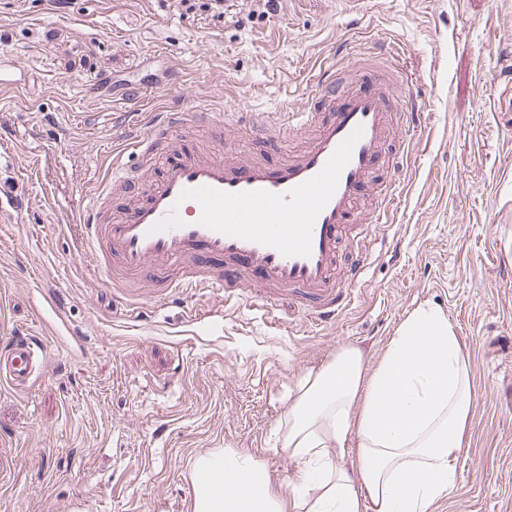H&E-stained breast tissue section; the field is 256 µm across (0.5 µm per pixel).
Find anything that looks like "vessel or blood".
Wrapping results in <instances>:
<instances>
[{
    "mask_svg": "<svg viewBox=\"0 0 512 512\" xmlns=\"http://www.w3.org/2000/svg\"><path fill=\"white\" fill-rule=\"evenodd\" d=\"M394 61L360 64L347 95L336 61L324 62L311 78L318 107L284 111L279 125L260 124L255 149L283 140L302 127L314 131L298 156L270 161L258 156L238 162L199 155L191 144L160 151L164 135L185 130L196 118L222 128L224 115L172 104L145 113L113 151L112 176L98 186L80 221L106 287L123 282L112 273L120 262L127 275L150 267L181 266V289L223 295L225 302L249 299L271 306L284 293L312 309L317 324L334 323L346 309L363 270L372 228L386 223L399 193L403 145L391 142L393 125L410 126L417 113L401 103ZM159 157L160 175L144 200L111 211L103 205L124 179L125 156ZM370 218L360 223L363 203ZM351 260L341 279L333 272L342 247ZM223 261V269L212 261ZM47 343L22 333L0 338V381L20 388L44 366Z\"/></svg>",
    "mask_w": 512,
    "mask_h": 512,
    "instance_id": "1",
    "label": "vessel or blood"
}]
</instances>
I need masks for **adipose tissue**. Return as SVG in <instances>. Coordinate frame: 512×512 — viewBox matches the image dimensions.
Returning a JSON list of instances; mask_svg holds the SVG:
<instances>
[{
	"label": "adipose tissue",
	"instance_id": "1",
	"mask_svg": "<svg viewBox=\"0 0 512 512\" xmlns=\"http://www.w3.org/2000/svg\"><path fill=\"white\" fill-rule=\"evenodd\" d=\"M475 395L447 314L416 308L377 364L345 345L302 377L284 420L300 464L290 491L249 453L209 452L194 461L193 510L430 512L457 487Z\"/></svg>",
	"mask_w": 512,
	"mask_h": 512
}]
</instances>
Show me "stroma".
Masks as SVG:
<instances>
[{
	"instance_id": "35a3bbf8",
	"label": "stroma",
	"mask_w": 512,
	"mask_h": 512,
	"mask_svg": "<svg viewBox=\"0 0 512 512\" xmlns=\"http://www.w3.org/2000/svg\"><path fill=\"white\" fill-rule=\"evenodd\" d=\"M397 53L421 106L400 204L349 308L326 326L290 296L270 314L139 279L103 285L79 214L108 172L126 96L224 114L225 159L250 115L314 104L313 71ZM0 332L50 346L28 390L0 386V512H193V463L243 450L286 489L283 420L344 345L378 361L407 315L442 309L477 397L456 490L432 512H512V0H278L219 18L180 0H0ZM56 309H46L45 292Z\"/></svg>"
}]
</instances>
